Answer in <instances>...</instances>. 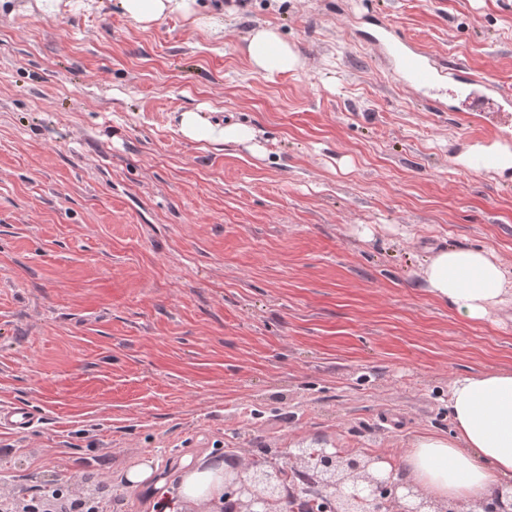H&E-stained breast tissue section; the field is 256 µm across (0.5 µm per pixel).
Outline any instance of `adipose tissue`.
<instances>
[{
	"instance_id": "adipose-tissue-1",
	"label": "adipose tissue",
	"mask_w": 512,
	"mask_h": 512,
	"mask_svg": "<svg viewBox=\"0 0 512 512\" xmlns=\"http://www.w3.org/2000/svg\"><path fill=\"white\" fill-rule=\"evenodd\" d=\"M195 2L114 0V5L144 28L178 15L196 27L222 32L223 10L199 9ZM244 53L253 71L268 77L302 66L294 46L270 26H258L248 33ZM180 131L195 142L245 145L254 139L247 125H223L194 111L182 113ZM421 279L430 294L449 303L467 321L490 319L512 305V271L486 249H438L426 259ZM448 410L455 427L451 437H418L400 463L381 462V471L391 482L414 486L433 503L497 501L512 512V370L454 380L448 387ZM180 478L174 493L150 462L135 464L126 474L131 488L146 495L150 512H183L186 503L224 495L223 463L195 466L182 462Z\"/></svg>"
}]
</instances>
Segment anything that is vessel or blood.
Wrapping results in <instances>:
<instances>
[{"label":"vessel or blood","mask_w":512,"mask_h":512,"mask_svg":"<svg viewBox=\"0 0 512 512\" xmlns=\"http://www.w3.org/2000/svg\"><path fill=\"white\" fill-rule=\"evenodd\" d=\"M373 39L391 54L395 62L394 75L407 86L424 89L444 81L449 93L467 104H494L495 113L485 117L484 124L487 137L495 140L496 145L473 153L467 161L470 168L495 171L512 161V154L501 148L502 143L512 140V95L501 91L487 76L462 65L435 62L428 52L393 35L384 20H376ZM33 418V411L25 405L0 408V425L12 430L30 429Z\"/></svg>","instance_id":"obj_1"}]
</instances>
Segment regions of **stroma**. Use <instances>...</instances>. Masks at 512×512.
<instances>
[{
    "instance_id": "1",
    "label": "stroma",
    "mask_w": 512,
    "mask_h": 512,
    "mask_svg": "<svg viewBox=\"0 0 512 512\" xmlns=\"http://www.w3.org/2000/svg\"><path fill=\"white\" fill-rule=\"evenodd\" d=\"M224 35L114 0H0V496L95 474L144 512L152 459L286 461L322 444L395 460L448 437V385L512 370V307L468 322L430 296L432 251L512 270V169L461 171L479 116L396 84L368 18L512 94V0H222ZM276 28L302 69L242 51ZM196 111L259 152L180 132ZM370 238H362V229ZM34 412L25 405L0 408V425L11 430H27L33 425Z\"/></svg>"
}]
</instances>
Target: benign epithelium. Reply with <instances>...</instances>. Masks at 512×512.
I'll list each match as a JSON object with an SVG mask.
<instances>
[{
	"label": "benign epithelium",
	"mask_w": 512,
	"mask_h": 512,
	"mask_svg": "<svg viewBox=\"0 0 512 512\" xmlns=\"http://www.w3.org/2000/svg\"><path fill=\"white\" fill-rule=\"evenodd\" d=\"M375 458L348 457L336 448L306 446L288 454L282 464L255 461L243 471L224 472L231 512H292L304 494L303 512H460L439 506L410 485L399 486L376 473ZM43 485L39 512H67L66 504Z\"/></svg>",
	"instance_id": "1"
}]
</instances>
